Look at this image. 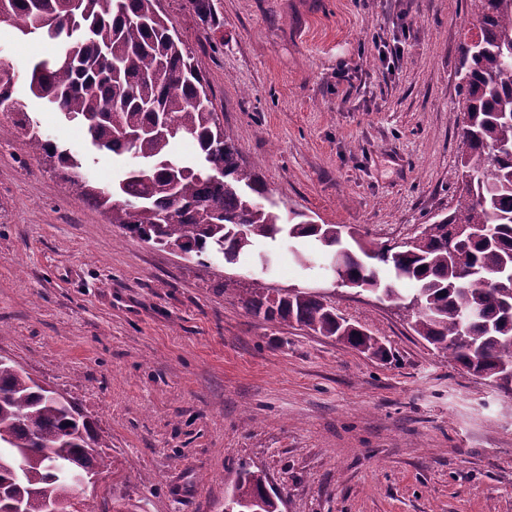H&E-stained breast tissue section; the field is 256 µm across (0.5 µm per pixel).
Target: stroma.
<instances>
[{
	"label": "stroma",
	"instance_id": "35a3bbf8",
	"mask_svg": "<svg viewBox=\"0 0 512 512\" xmlns=\"http://www.w3.org/2000/svg\"><path fill=\"white\" fill-rule=\"evenodd\" d=\"M205 76L266 207L398 240L452 210L460 44L475 0H217L215 31L160 0ZM54 41L0 28L23 73ZM44 138L100 185L126 157L26 98ZM327 291L382 339L381 361L241 300L254 279ZM300 268L201 261L129 237L84 203L0 112V353L74 400L108 444L81 512H224L241 467L282 512H512V393L455 366L394 302Z\"/></svg>",
	"mask_w": 512,
	"mask_h": 512
}]
</instances>
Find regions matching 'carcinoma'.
Here are the masks:
<instances>
[{
	"label": "carcinoma",
	"mask_w": 512,
	"mask_h": 512,
	"mask_svg": "<svg viewBox=\"0 0 512 512\" xmlns=\"http://www.w3.org/2000/svg\"><path fill=\"white\" fill-rule=\"evenodd\" d=\"M211 27L221 20L215 0H184ZM0 12L23 36L41 34L59 45L53 60L28 70V90L68 121L84 126L99 151L127 155L112 187L78 174L82 163L45 140L15 98L14 74L0 67V109L17 122L29 148L54 162L77 186L82 201L109 212L131 236L176 246L198 258L223 255L234 264L258 242L272 260L283 243L307 238L329 260L336 279L379 293L411 318L415 334L490 385L512 392V0H477L476 37L461 46L463 74L460 137L464 146L459 197L411 242L362 243L343 224H317L306 214L287 219L262 203L267 189L244 166L224 132L208 83L159 0H0ZM194 141L197 159L177 163L172 145ZM467 225L474 236L454 239L450 228ZM391 273L384 281L381 269ZM490 279L489 288L482 282ZM416 285L410 296L395 283ZM259 280L243 299L267 321L295 323L362 353L387 358L379 340L336 314L316 294L293 290L271 299ZM106 444L79 405L41 386L23 369L0 361V489L28 512L43 501L72 505L75 486L55 480L51 461L69 462L93 476L105 463ZM227 512H279L265 474L244 467Z\"/></svg>",
	"instance_id": "obj_1"
}]
</instances>
